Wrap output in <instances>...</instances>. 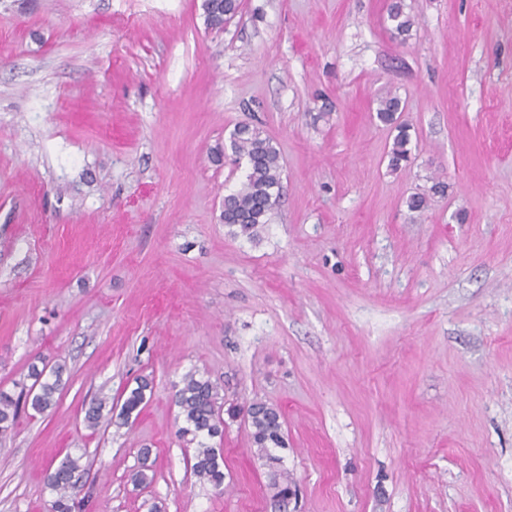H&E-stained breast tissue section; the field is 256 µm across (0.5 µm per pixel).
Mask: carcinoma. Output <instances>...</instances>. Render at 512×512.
Listing matches in <instances>:
<instances>
[{
    "label": "carcinoma",
    "mask_w": 512,
    "mask_h": 512,
    "mask_svg": "<svg viewBox=\"0 0 512 512\" xmlns=\"http://www.w3.org/2000/svg\"><path fill=\"white\" fill-rule=\"evenodd\" d=\"M201 8L207 27L221 29L224 21L238 13L240 0H202ZM388 18L393 23L395 36L403 38L409 35L413 20L400 0H394L389 5ZM400 111L401 102L396 97L381 100L377 108V118L394 126L397 131L388 152L390 167L394 169L400 168L401 163L409 158L408 126L398 122L397 113ZM231 149L236 159L245 163L246 176L238 190L224 196L221 219L231 235L252 239L257 236L260 225L269 223L279 204L282 190L281 157L271 139L259 128L249 125H241L234 130ZM62 373L61 366L49 371L34 366L31 371L34 382L27 392L13 397L0 391V433H6L14 426L23 403L38 413L55 407L56 394L62 386ZM148 387V380L142 379L125 396L118 414L121 424L127 425L132 417L139 416ZM176 404L185 423L180 429L181 437L187 444L195 445L191 470L196 477L216 489L222 488L224 471L219 463L220 449L210 444V440L224 439L228 422L241 417L249 428L255 455L269 469L268 491L274 505L281 507L296 496V482L284 467L283 457L276 453V450L288 447L280 408L258 399L241 406L226 396L219 382L197 370L189 371L182 377V386L176 393ZM104 408L105 402L102 400L88 408L85 413L87 428L94 431L99 429ZM78 468V461L67 457L48 474L47 485L55 493L52 512H72L79 494L77 482L74 481Z\"/></svg>",
    "instance_id": "cac0c4a2"
}]
</instances>
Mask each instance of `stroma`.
<instances>
[{
    "label": "stroma",
    "mask_w": 512,
    "mask_h": 512,
    "mask_svg": "<svg viewBox=\"0 0 512 512\" xmlns=\"http://www.w3.org/2000/svg\"><path fill=\"white\" fill-rule=\"evenodd\" d=\"M201 3L0 0V390L64 368L0 436V512H51L69 455L79 512H278L243 422L223 491L192 474L191 370L281 408L287 512H512V0H404L403 40L390 0H241L220 31ZM243 124L283 165L253 239L221 220ZM143 377L133 423L85 427ZM388 18L393 23L392 31L396 37H406L413 26L411 16L405 12L402 1H393L389 5ZM398 112H402L401 102L397 97H390L380 101L377 108V118L389 125H393L397 134L394 136L391 149L388 152L389 164L393 169H398L402 162H407L409 149L407 148L410 139L408 126L398 123Z\"/></svg>",
    "instance_id": "1"
}]
</instances>
